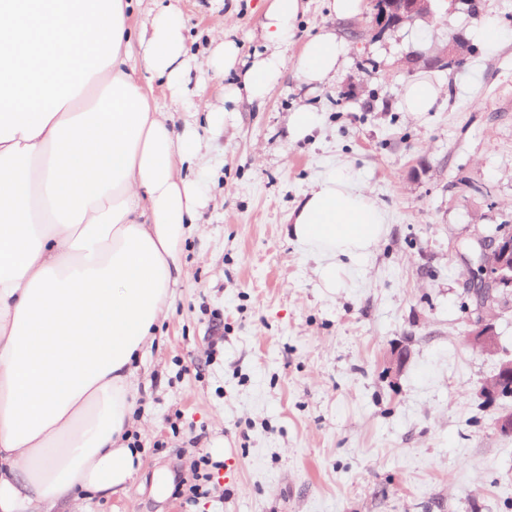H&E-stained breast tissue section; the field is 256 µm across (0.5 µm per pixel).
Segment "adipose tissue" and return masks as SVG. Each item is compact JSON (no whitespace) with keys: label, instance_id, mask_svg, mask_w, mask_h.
<instances>
[{"label":"adipose tissue","instance_id":"ef3b65f1","mask_svg":"<svg viewBox=\"0 0 512 512\" xmlns=\"http://www.w3.org/2000/svg\"><path fill=\"white\" fill-rule=\"evenodd\" d=\"M141 0H0V512L119 496L141 464L135 363L150 349L204 199L182 170L199 139L181 12L135 27ZM300 0H270L266 54L243 73L250 100L282 69L336 73L346 44L323 31L294 62L280 46ZM173 108L160 111L155 86ZM385 216L352 177L319 181L293 216L296 241L335 286L338 260L376 245Z\"/></svg>","mask_w":512,"mask_h":512}]
</instances>
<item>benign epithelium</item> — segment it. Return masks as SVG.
Segmentation results:
<instances>
[{
	"instance_id": "1",
	"label": "benign epithelium",
	"mask_w": 512,
	"mask_h": 512,
	"mask_svg": "<svg viewBox=\"0 0 512 512\" xmlns=\"http://www.w3.org/2000/svg\"><path fill=\"white\" fill-rule=\"evenodd\" d=\"M373 25L379 32L395 29L406 21L426 17L432 13V0H376ZM468 47L450 37L448 46L428 60V64L442 67L447 63L463 62ZM462 264L470 270L480 269L476 278L463 281L464 290L475 296V317L469 319L468 343L483 354L496 357L500 354L499 336L491 318L497 297L493 289L512 288V233L500 231L495 235H478L469 253L459 254ZM410 358L407 344L392 346L385 355L386 370L400 372ZM480 393L489 401L512 397V358L498 360L495 372L480 382Z\"/></svg>"
}]
</instances>
